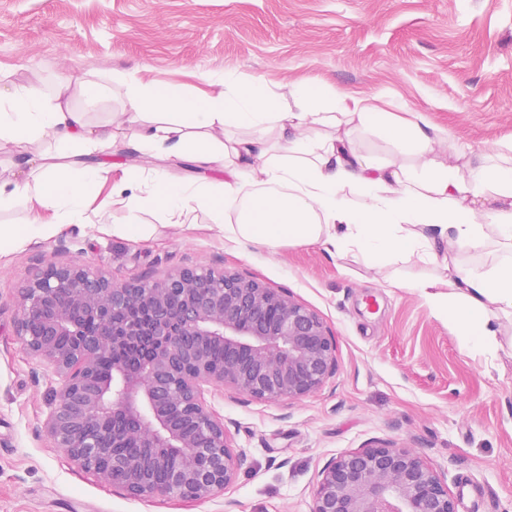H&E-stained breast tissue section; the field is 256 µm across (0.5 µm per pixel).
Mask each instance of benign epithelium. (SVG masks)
Returning a JSON list of instances; mask_svg holds the SVG:
<instances>
[{"mask_svg":"<svg viewBox=\"0 0 512 512\" xmlns=\"http://www.w3.org/2000/svg\"><path fill=\"white\" fill-rule=\"evenodd\" d=\"M17 339L56 377L44 421L56 447L106 485L122 473L116 488L137 499L201 501L235 483L242 456L207 394L301 400L336 373L335 336L319 315L254 279L204 266L118 282L79 263H51L21 290ZM216 346L221 367L211 362ZM129 444L136 451L113 452ZM313 512L457 510L417 449L380 442L322 468Z\"/></svg>","mask_w":512,"mask_h":512,"instance_id":"obj_1","label":"benign epithelium"}]
</instances>
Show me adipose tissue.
I'll return each mask as SVG.
<instances>
[{"label":"adipose tissue","instance_id":"obj_1","mask_svg":"<svg viewBox=\"0 0 512 512\" xmlns=\"http://www.w3.org/2000/svg\"><path fill=\"white\" fill-rule=\"evenodd\" d=\"M112 80L129 103L113 120L129 125L134 150L220 169L224 179L186 185L137 167L128 175L136 192L116 187L90 206L85 190L102 169L74 161L103 149L109 133L90 128L62 99L0 89V141H53L51 150L36 154L28 179L0 184V209L28 213L25 224L0 226V245L46 239L68 224L139 239L154 225H114L111 215L152 207L164 225L187 229L196 212L208 213L226 239L273 251L314 244L338 254L354 250L371 268L391 253L415 255L441 270L415 290L448 312L466 349H492L497 331L490 312L512 315V140L463 168L464 147L448 158L435 154L434 126L423 113L390 112L370 97L329 94L306 83L275 91L252 76L225 77L221 91L193 96L161 90L136 69ZM230 127L245 129V136L227 135ZM359 130L394 143L402 161L355 150ZM348 188L365 197L364 206L351 204ZM489 251L496 258L491 270L459 261L460 254Z\"/></svg>","mask_w":512,"mask_h":512}]
</instances>
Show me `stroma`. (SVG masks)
Here are the masks:
<instances>
[{
	"label": "stroma",
	"mask_w": 512,
	"mask_h": 512,
	"mask_svg": "<svg viewBox=\"0 0 512 512\" xmlns=\"http://www.w3.org/2000/svg\"><path fill=\"white\" fill-rule=\"evenodd\" d=\"M147 68L193 94L227 75L271 86L307 81L427 115L472 163L512 138V0H0V87L45 99L67 85L90 127L112 130L125 105L116 71ZM129 131L96 153L110 168L100 195L137 167ZM134 241L63 226L0 259V512H312L319 471L379 441L418 449L457 512H512V319L495 350L468 355L447 313L384 276H436L417 256L382 269L323 247L270 251L224 239L205 213L191 230L150 210ZM79 262L119 281L202 265L289 292L336 338L337 369L299 401L209 397L243 462L237 482L199 502L139 500L77 472L42 428L54 378L17 340L19 294L45 265Z\"/></svg>",
	"instance_id": "stroma-1"
}]
</instances>
